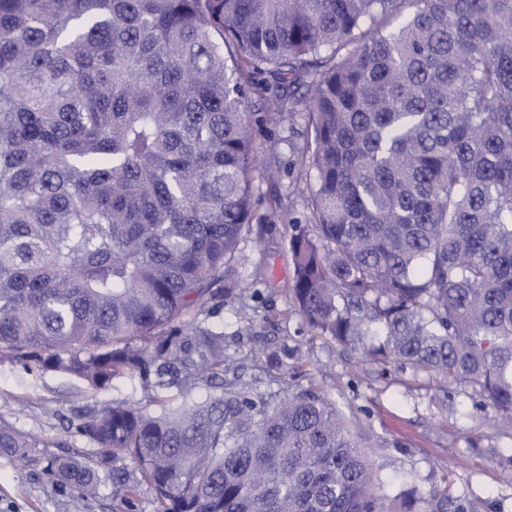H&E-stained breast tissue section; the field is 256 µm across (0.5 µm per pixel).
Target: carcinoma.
Instances as JSON below:
<instances>
[{"mask_svg":"<svg viewBox=\"0 0 512 512\" xmlns=\"http://www.w3.org/2000/svg\"><path fill=\"white\" fill-rule=\"evenodd\" d=\"M300 87L309 331L512 420V0H0V358L150 391L71 428L94 466L1 425L0 457L86 495L105 468L129 508L145 482L157 512H476L409 474L375 486L330 398L262 390L186 320L259 295L231 266L249 102L277 121Z\"/></svg>","mask_w":512,"mask_h":512,"instance_id":"1","label":"carcinoma"}]
</instances>
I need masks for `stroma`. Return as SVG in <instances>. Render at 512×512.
Here are the masks:
<instances>
[{"mask_svg":"<svg viewBox=\"0 0 512 512\" xmlns=\"http://www.w3.org/2000/svg\"><path fill=\"white\" fill-rule=\"evenodd\" d=\"M296 97L301 108L290 122H267L262 101L249 105L258 161L276 169L277 176L272 181L256 176L254 221L264 232L243 240L232 264L242 279L260 274L263 285L260 299L242 308L227 304L218 309L215 324L230 334L244 320L266 322L260 335L239 339V352L246 355V371L252 375H262L269 352L297 349L292 387H312L335 400L344 417L368 436L362 453L375 482L387 485L408 473L420 494L444 486L452 495L465 496L477 512H512V426L503 425L492 409H476L472 389H459L450 397L446 382L414 375L408 368L379 377L354 351L307 331L289 294L290 223L311 221L301 199L288 194L289 183L302 169L307 143L310 100L302 90ZM146 396L135 375L116 378L95 394L64 374L0 359V424L27 433L52 453L91 460L92 446L68 434V427L112 400ZM98 481L93 496L62 492L40 472L19 471L0 458V512H121L107 470H99Z\"/></svg>","mask_w":512,"mask_h":512,"instance_id":"obj_1","label":"stroma"}]
</instances>
